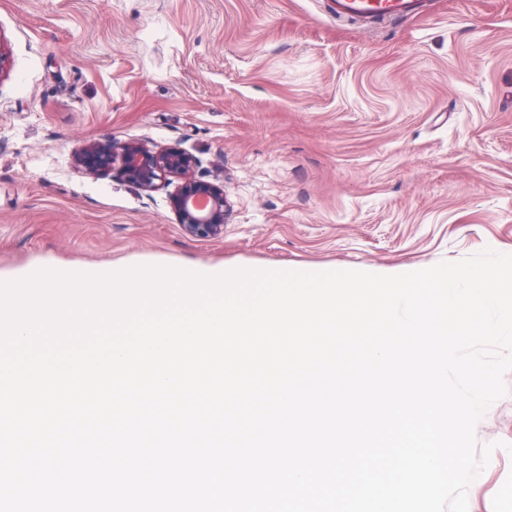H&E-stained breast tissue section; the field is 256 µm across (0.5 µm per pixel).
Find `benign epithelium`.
Segmentation results:
<instances>
[{"label":"benign epithelium","instance_id":"7a95c632","mask_svg":"<svg viewBox=\"0 0 512 512\" xmlns=\"http://www.w3.org/2000/svg\"><path fill=\"white\" fill-rule=\"evenodd\" d=\"M73 161L92 176L116 171L147 192L177 179L179 186L169 195V205L183 234L200 241L224 237V187L197 177L200 161L185 149L177 145L150 146L135 140L88 141L76 150Z\"/></svg>","mask_w":512,"mask_h":512}]
</instances>
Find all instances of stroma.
Returning <instances> with one entry per match:
<instances>
[{
  "mask_svg": "<svg viewBox=\"0 0 512 512\" xmlns=\"http://www.w3.org/2000/svg\"><path fill=\"white\" fill-rule=\"evenodd\" d=\"M0 282L190 262L301 272L512 254V0L367 28L324 0H0ZM176 144L223 185L222 239L168 188L90 177L89 140ZM508 394L468 512H512Z\"/></svg>",
  "mask_w": 512,
  "mask_h": 512,
  "instance_id": "1",
  "label": "stroma"
}]
</instances>
